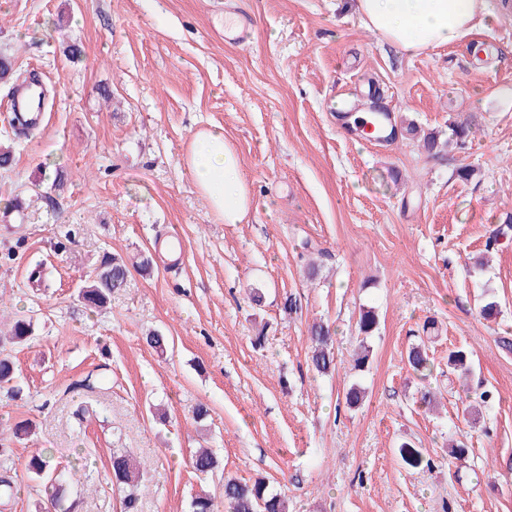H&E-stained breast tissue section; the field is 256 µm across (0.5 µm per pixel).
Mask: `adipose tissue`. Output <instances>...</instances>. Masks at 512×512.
Returning <instances> with one entry per match:
<instances>
[{
	"label": "adipose tissue",
	"instance_id": "ef3b65f1",
	"mask_svg": "<svg viewBox=\"0 0 512 512\" xmlns=\"http://www.w3.org/2000/svg\"><path fill=\"white\" fill-rule=\"evenodd\" d=\"M486 0H356L366 27L400 52L417 55L461 40ZM198 192L227 224L246 221L251 191L239 157L219 126L199 129L185 162Z\"/></svg>",
	"mask_w": 512,
	"mask_h": 512
}]
</instances>
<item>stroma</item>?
Returning <instances> with one entry per match:
<instances>
[{
	"instance_id": "obj_1",
	"label": "stroma",
	"mask_w": 512,
	"mask_h": 512,
	"mask_svg": "<svg viewBox=\"0 0 512 512\" xmlns=\"http://www.w3.org/2000/svg\"><path fill=\"white\" fill-rule=\"evenodd\" d=\"M488 8L491 25L410 56L378 41L353 0H0V53L48 93L23 132L15 87L0 84L13 153L0 167V326L34 324L12 349L21 392L0 390V427L36 425L4 440L17 493L0 512H34L25 464L38 449L77 512H120L116 448L150 467L141 512H190L202 491L223 502L228 476L266 478L288 512H512V350L500 344L512 234L489 242L512 218V0ZM373 99L392 109L395 142L350 127ZM456 122L471 126L464 143L426 150L425 135L446 141ZM211 124L252 188L241 224L214 215L186 171ZM106 251L153 266L92 312L77 294ZM364 309L379 329L357 371ZM320 320L337 331L325 376L309 360ZM152 330L165 352L147 346ZM417 344L434 363L424 385L407 363ZM456 349L470 354L464 383L448 370ZM355 383L366 400L354 410ZM424 386L437 413L418 403ZM200 402L210 414L197 422ZM451 438L469 449L464 467ZM405 442L430 466H406ZM202 446L221 462L207 476L191 466Z\"/></svg>"
}]
</instances>
